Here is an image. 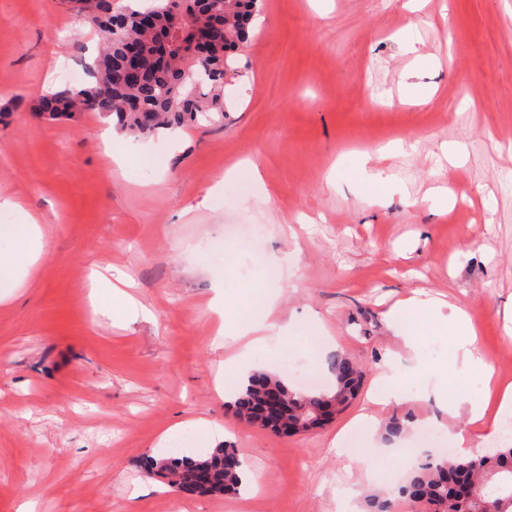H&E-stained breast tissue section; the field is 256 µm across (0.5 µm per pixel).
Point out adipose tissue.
<instances>
[{"label": "adipose tissue", "mask_w": 512, "mask_h": 512, "mask_svg": "<svg viewBox=\"0 0 512 512\" xmlns=\"http://www.w3.org/2000/svg\"><path fill=\"white\" fill-rule=\"evenodd\" d=\"M19 221L15 224L0 226V236L14 238L20 245L19 260L10 268H0V288L20 287L25 278L33 271L43 247L44 232L38 218L27 210H19ZM262 311L253 320L244 324L241 336L247 337L244 349L235 358L229 359L228 367L242 369L254 357L256 351L270 342L280 340L291 328L289 321L282 319L276 311L275 299L268 293H261ZM390 326L405 347L417 350L428 329L434 328L457 338L461 367L467 372L482 375L484 383H491L492 369L480 356L476 345V332L466 311L451 308L449 315H441L439 305L416 298L404 301L389 312ZM428 375L435 377L433 391L439 401L447 408L468 405L471 422H479L486 415L502 420L512 415V384L497 390L495 396H472L457 391L442 377L440 366L431 365L426 369Z\"/></svg>", "instance_id": "1"}]
</instances>
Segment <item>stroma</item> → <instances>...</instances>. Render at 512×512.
Instances as JSON below:
<instances>
[{
	"mask_svg": "<svg viewBox=\"0 0 512 512\" xmlns=\"http://www.w3.org/2000/svg\"><path fill=\"white\" fill-rule=\"evenodd\" d=\"M406 31L417 55L398 47ZM98 41L59 0H0V197L46 226L35 271L0 301V512H364L366 495L394 491L418 454L448 446V430L485 434L467 409H441L433 380L413 371L440 362L476 393L455 338L431 332L410 352L387 314L420 291L464 308L495 379L512 382L495 361L512 350V0H262L223 123L124 137L120 170L103 149L107 116L44 121L27 107L65 87L61 62L90 70ZM415 59L424 94L403 101ZM446 142L464 145V166L439 167ZM245 159L260 174L246 197L224 177ZM361 164L396 192L364 197ZM438 185L454 203L433 212L422 198ZM245 228L225 260L211 255ZM93 272L131 277L147 318L114 323ZM216 281L222 315L210 305ZM260 289L293 330L255 355L259 369L296 386L313 370L326 388L331 355L366 368L358 397L318 431L246 424L215 391L238 348L216 330L248 314ZM389 360L405 397L371 401ZM360 415L414 421L411 448L366 462L338 453L334 438ZM201 417L219 432L195 428ZM176 424L186 455L241 449L250 485L201 496L148 476L145 457Z\"/></svg>",
	"mask_w": 512,
	"mask_h": 512,
	"instance_id": "obj_1",
	"label": "stroma"
}]
</instances>
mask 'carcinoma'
<instances>
[{
  "label": "carcinoma",
  "instance_id": "carcinoma-1",
  "mask_svg": "<svg viewBox=\"0 0 512 512\" xmlns=\"http://www.w3.org/2000/svg\"><path fill=\"white\" fill-rule=\"evenodd\" d=\"M65 8L98 30L101 46L90 86L71 87L43 95L35 114L68 120L82 112H99L117 119L128 135L141 137L159 128L195 123L204 117L224 120V86L237 73L233 55L251 39L261 0H153L145 8L127 7L114 24L112 0H64ZM152 15L148 28L139 16ZM138 47L142 80L130 79L122 65L125 48ZM334 385L329 391L288 388L266 373L253 374L231 404L247 422L260 421L267 393L277 390L288 412L312 416L336 402L355 398L363 371L341 354L333 357ZM172 477L168 485L190 493L224 494L243 486L237 448L222 445L204 459L170 456L161 459ZM199 466L212 470L210 487L189 482ZM397 498L416 505L428 503L431 512H512V446L474 457H438L412 467L396 490Z\"/></svg>",
  "mask_w": 512,
  "mask_h": 512
}]
</instances>
